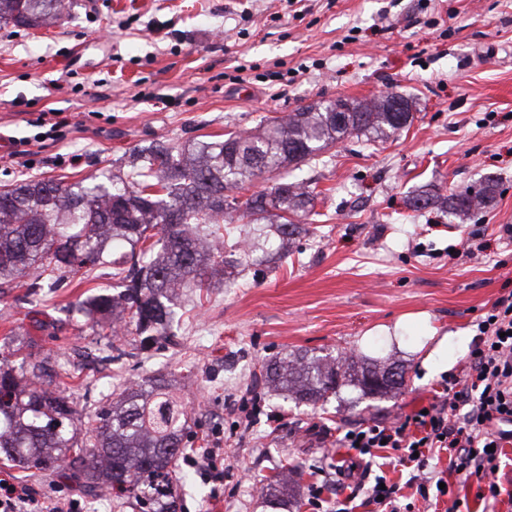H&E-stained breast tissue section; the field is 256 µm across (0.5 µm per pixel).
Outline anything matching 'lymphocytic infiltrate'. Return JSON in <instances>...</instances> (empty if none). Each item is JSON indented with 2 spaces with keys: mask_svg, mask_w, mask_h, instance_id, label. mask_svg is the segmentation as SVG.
I'll list each match as a JSON object with an SVG mask.
<instances>
[{
  "mask_svg": "<svg viewBox=\"0 0 512 512\" xmlns=\"http://www.w3.org/2000/svg\"><path fill=\"white\" fill-rule=\"evenodd\" d=\"M512 441V291L498 297L476 322V335L460 372L444 378L426 412L392 422L371 421L345 429L341 447L354 450L359 462L402 467L405 484L373 483L364 491L371 512H416L430 507L433 488L448 497L445 512H461L465 501L445 487L456 473L486 481L490 497L503 491L494 478L501 450ZM446 468H438L440 458ZM416 501L403 502V487ZM75 501L58 496L34 500L27 490L0 481V512H76Z\"/></svg>",
  "mask_w": 512,
  "mask_h": 512,
  "instance_id": "obj_1",
  "label": "lymphocytic infiltrate"
}]
</instances>
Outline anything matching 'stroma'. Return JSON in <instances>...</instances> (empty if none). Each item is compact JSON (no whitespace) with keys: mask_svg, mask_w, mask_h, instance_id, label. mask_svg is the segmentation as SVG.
Listing matches in <instances>:
<instances>
[{"mask_svg":"<svg viewBox=\"0 0 512 512\" xmlns=\"http://www.w3.org/2000/svg\"><path fill=\"white\" fill-rule=\"evenodd\" d=\"M397 90L410 124L386 141L348 137L299 177L316 195L310 233L266 245V225L228 240L234 265L187 288L172 336L126 359H102L75 305L111 288L97 271L29 299L0 288V345L50 357L52 379L75 401L104 402L130 381L166 379L192 418L190 448L221 447L234 474L176 462L178 512H272L263 476L303 471L311 486L375 474L338 447L337 427L389 421L426 405L459 373L475 322L512 290V240L467 251L470 232L512 224V0H74L68 17L37 29L0 24V184L20 176L75 182L122 170L136 145H175L249 132L263 118L343 96ZM68 122L39 124L49 110ZM30 140L14 157L13 139ZM486 180L495 198L462 223L409 205L423 191ZM387 358L405 370L400 393L340 389L295 404L267 388L265 364L292 355ZM0 479L34 497L58 492L79 512H116L111 498L0 464Z\"/></svg>","mask_w":512,"mask_h":512,"instance_id":"stroma-1","label":"stroma"}]
</instances>
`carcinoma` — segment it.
<instances>
[{
    "instance_id": "carcinoma-1",
    "label": "carcinoma",
    "mask_w": 512,
    "mask_h": 512,
    "mask_svg": "<svg viewBox=\"0 0 512 512\" xmlns=\"http://www.w3.org/2000/svg\"><path fill=\"white\" fill-rule=\"evenodd\" d=\"M68 0H0V22L39 28L59 20ZM406 111L392 112L388 102ZM412 120L411 102L396 92L373 99L338 97L261 125L256 133L181 146L152 143L130 153L128 170L102 182L89 176L17 179L0 188V288L37 295L61 288L85 268L112 269L117 295L95 294L83 304L97 342L114 361L124 355L121 333L146 343L174 322L172 294L207 288L224 268L225 224H272L291 236L315 215L302 182L278 181L244 200L232 192L253 179L297 168L349 136L388 137ZM494 200V188L456 189L448 215H471ZM0 357V453L24 470L63 477L94 495L112 490L116 507L177 512L172 465L191 425L162 380L124 387L119 402L83 412L47 379L49 362L24 367ZM386 368L357 372L349 359L285 358L263 368L264 381L316 403L349 386L383 395L398 382L371 386ZM270 508L288 509V476L267 484Z\"/></svg>"
}]
</instances>
